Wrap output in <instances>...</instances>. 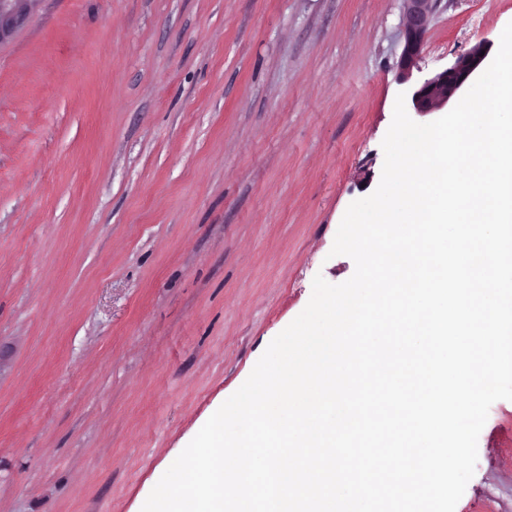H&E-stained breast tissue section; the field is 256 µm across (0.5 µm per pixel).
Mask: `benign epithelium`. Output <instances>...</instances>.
Masks as SVG:
<instances>
[{
  "instance_id": "benign-epithelium-1",
  "label": "benign epithelium",
  "mask_w": 512,
  "mask_h": 512,
  "mask_svg": "<svg viewBox=\"0 0 512 512\" xmlns=\"http://www.w3.org/2000/svg\"><path fill=\"white\" fill-rule=\"evenodd\" d=\"M401 31L404 45L397 62L396 78L407 85L415 112H444L462 95L483 70L492 44L482 40L460 55L446 69L423 80H414L413 69L421 56L429 25L440 0H402ZM40 0H0V44L8 40L20 23L34 12Z\"/></svg>"
}]
</instances>
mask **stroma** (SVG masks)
I'll use <instances>...</instances> for the list:
<instances>
[{"label":"stroma","mask_w":512,"mask_h":512,"mask_svg":"<svg viewBox=\"0 0 512 512\" xmlns=\"http://www.w3.org/2000/svg\"><path fill=\"white\" fill-rule=\"evenodd\" d=\"M402 0H41L0 44V512H141L378 186ZM512 0H441L419 78ZM455 512H512V401Z\"/></svg>","instance_id":"1"}]
</instances>
